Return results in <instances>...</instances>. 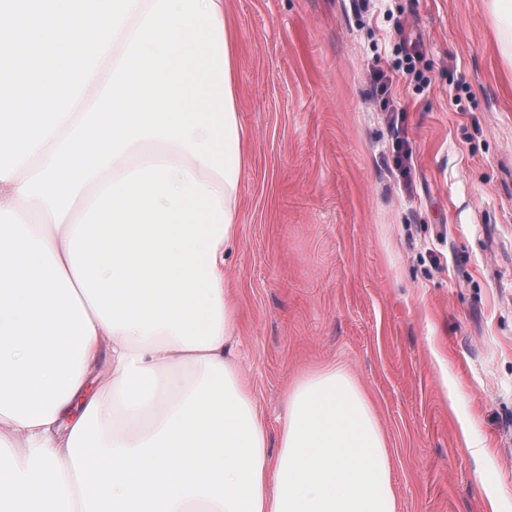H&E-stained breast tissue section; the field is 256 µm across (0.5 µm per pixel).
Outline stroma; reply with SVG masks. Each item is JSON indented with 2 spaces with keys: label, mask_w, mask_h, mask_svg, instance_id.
I'll list each match as a JSON object with an SVG mask.
<instances>
[{
  "label": "stroma",
  "mask_w": 512,
  "mask_h": 512,
  "mask_svg": "<svg viewBox=\"0 0 512 512\" xmlns=\"http://www.w3.org/2000/svg\"><path fill=\"white\" fill-rule=\"evenodd\" d=\"M224 18L251 138L224 274L258 408L277 428L287 389L341 367L375 407L398 512H512V71L487 0H224ZM374 66L408 188L382 162ZM399 115H390L389 122L394 130L395 140L393 143V166L399 172V175L408 181L410 175V162L413 155V149L404 132L399 125Z\"/></svg>",
  "instance_id": "stroma-1"
}]
</instances>
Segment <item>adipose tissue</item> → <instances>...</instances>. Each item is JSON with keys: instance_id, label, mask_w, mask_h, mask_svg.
Here are the masks:
<instances>
[{"instance_id": "adipose-tissue-1", "label": "adipose tissue", "mask_w": 512, "mask_h": 512, "mask_svg": "<svg viewBox=\"0 0 512 512\" xmlns=\"http://www.w3.org/2000/svg\"><path fill=\"white\" fill-rule=\"evenodd\" d=\"M104 60L0 180V512H397L345 370L298 380L274 435L244 378L224 0H138Z\"/></svg>"}]
</instances>
